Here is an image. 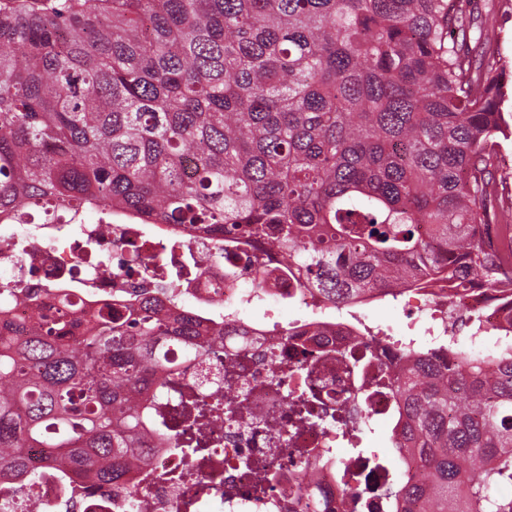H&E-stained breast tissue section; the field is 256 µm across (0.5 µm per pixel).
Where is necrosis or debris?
Returning a JSON list of instances; mask_svg holds the SVG:
<instances>
[{"instance_id": "1", "label": "necrosis or debris", "mask_w": 512, "mask_h": 512, "mask_svg": "<svg viewBox=\"0 0 512 512\" xmlns=\"http://www.w3.org/2000/svg\"><path fill=\"white\" fill-rule=\"evenodd\" d=\"M4 234L23 238L25 245L20 251L0 245V278L9 276L33 289L53 284L87 311L125 295L130 285L152 284V276L133 268L167 253L173 237L122 217L114 218L109 234L101 237L96 223L83 214L64 216L52 229L1 224ZM281 262L276 255L268 262L264 297L312 307L309 291L287 279ZM226 273L220 258L195 269L189 294L196 308L248 304L253 265L242 259L235 278ZM398 295L417 315L439 299L451 324L474 312L488 331L512 320V312L490 309L488 292L479 287L463 299L451 296L444 283L428 295L408 289ZM248 326L261 334L262 345L224 336L196 359L172 349L170 387L156 395V446L149 463L130 474L145 512H313L315 502L327 500L336 507L344 495L355 493L361 496L360 512H387L381 491L393 478L413 474L412 459L393 469L381 464L379 452L348 453L344 427L360 414L376 423L393 422L396 399L383 380L401 360L399 347L360 335L344 318H321L314 334L305 319L289 325L273 318L252 320ZM362 353L371 355V363L362 371L350 370L345 355ZM242 389L251 390L252 398L241 426L209 424V406L235 407ZM299 395L315 405L316 417L306 416L295 401ZM301 449L312 451L315 460L307 474L297 468ZM22 454L37 477L23 482L0 475V512H26L29 500L38 502L42 512H114L111 495L85 494L80 480L62 484L47 449L26 448ZM246 458L275 462V481L257 484L252 470L241 465Z\"/></svg>"}]
</instances>
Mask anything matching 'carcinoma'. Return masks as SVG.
I'll use <instances>...</instances> for the list:
<instances>
[{"label": "carcinoma", "instance_id": "1", "mask_svg": "<svg viewBox=\"0 0 512 512\" xmlns=\"http://www.w3.org/2000/svg\"><path fill=\"white\" fill-rule=\"evenodd\" d=\"M471 0H0V224L59 214L188 224L218 250L261 243L316 304L478 281L512 306V224L495 159L509 79ZM193 160L192 174L184 163ZM427 225L428 235L420 232ZM501 231L507 249L491 245ZM181 270L81 317L0 315V471L49 448L141 512L169 346L210 350L231 312L185 304ZM0 292L30 298L11 279ZM400 338L393 446L417 475L391 512H512V327ZM448 350L444 366L436 353Z\"/></svg>", "mask_w": 512, "mask_h": 512}]
</instances>
